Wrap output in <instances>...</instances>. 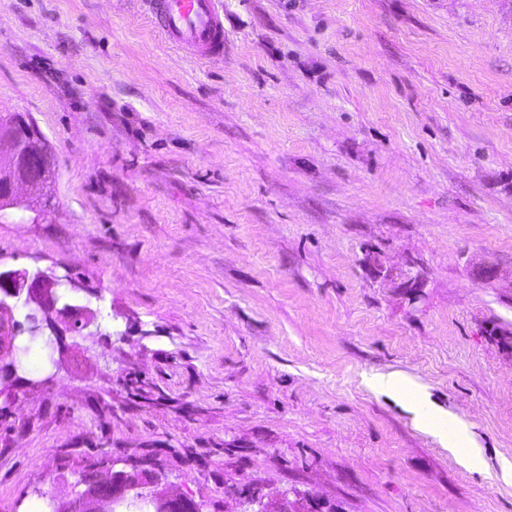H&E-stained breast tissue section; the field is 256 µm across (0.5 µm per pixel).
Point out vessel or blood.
Instances as JSON below:
<instances>
[{
	"label": "vessel or blood",
	"instance_id": "1",
	"mask_svg": "<svg viewBox=\"0 0 512 512\" xmlns=\"http://www.w3.org/2000/svg\"><path fill=\"white\" fill-rule=\"evenodd\" d=\"M162 35L200 59L224 52V15L217 0H144Z\"/></svg>",
	"mask_w": 512,
	"mask_h": 512
}]
</instances>
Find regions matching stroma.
I'll return each instance as SVG.
<instances>
[{"instance_id": "obj_1", "label": "stroma", "mask_w": 512, "mask_h": 512, "mask_svg": "<svg viewBox=\"0 0 512 512\" xmlns=\"http://www.w3.org/2000/svg\"><path fill=\"white\" fill-rule=\"evenodd\" d=\"M220 4L205 62L143 0H0V113L55 172L47 223H0V268L95 312L40 369L0 356V512L72 498L103 456L154 459L143 494L203 512L241 488L512 512V354L483 332L512 328V0ZM391 371L478 469L362 383ZM419 418L420 425L430 431H432L441 440L448 443V438L452 442L457 454L465 463L475 465L474 459L469 457L468 448L470 446V433L467 429L458 428L448 423L447 419H438L433 412H431L425 406H419Z\"/></svg>"}]
</instances>
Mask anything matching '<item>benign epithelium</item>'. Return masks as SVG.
Masks as SVG:
<instances>
[{
	"label": "benign epithelium",
	"mask_w": 512,
	"mask_h": 512,
	"mask_svg": "<svg viewBox=\"0 0 512 512\" xmlns=\"http://www.w3.org/2000/svg\"><path fill=\"white\" fill-rule=\"evenodd\" d=\"M49 170L50 153L42 139L30 133L20 135L11 123L0 125V221L31 211L35 213L33 223H45L51 213L50 202L38 207L34 197L43 195L51 183ZM58 285L59 280L43 275L31 278L18 270L0 272L1 294L13 298L26 294L29 312L24 320L31 330L43 329L44 318L52 315L74 330L87 327L94 319V312L86 306L63 301V296L57 292ZM17 325L11 307L0 299V333L8 326L11 336L8 346L0 343V353H6L13 362L17 361L19 353L15 344ZM84 473L88 477L79 480L84 489L68 502L50 498L51 512H108L131 498L151 506L150 512H202L201 504L187 495L142 496L138 489L146 480V474L137 470L105 472L89 466Z\"/></svg>",
	"instance_id": "7a95c632"
}]
</instances>
